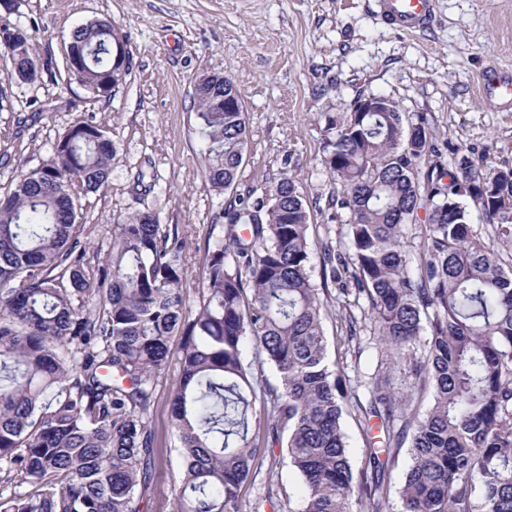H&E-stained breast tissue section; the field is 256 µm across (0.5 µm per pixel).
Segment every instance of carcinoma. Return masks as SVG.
<instances>
[{"label": "carcinoma", "instance_id": "1", "mask_svg": "<svg viewBox=\"0 0 512 512\" xmlns=\"http://www.w3.org/2000/svg\"><path fill=\"white\" fill-rule=\"evenodd\" d=\"M0 30L17 33L11 78L39 82L32 36L9 22ZM128 42L108 19L73 30L92 94ZM222 92L241 94L228 77L195 86L204 174L231 195L194 311L178 226L150 209L113 225L103 261L87 259L76 206L110 183L105 127L75 125L0 194V484L16 487L0 512H144L163 462L150 417L173 335L182 469L170 512H260L241 491L277 452L304 482L299 512H350L353 499L360 512H387L406 444L402 512H512V270L500 260L512 249V167L489 175L461 147H439L431 113L388 96L383 111L362 112L357 97L323 131L329 205L345 220L322 243L317 282L309 201L286 172L260 192L238 189L246 112L210 111L208 95ZM331 285L343 344L361 346L364 318L380 361L371 373L350 379L329 360L321 311ZM247 346L276 368L278 386L254 378ZM398 365L429 396L425 413L406 412L390 387ZM345 414L364 443L357 471Z\"/></svg>", "mask_w": 512, "mask_h": 512}]
</instances>
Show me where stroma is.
Instances as JSON below:
<instances>
[{
  "label": "stroma",
  "instance_id": "obj_1",
  "mask_svg": "<svg viewBox=\"0 0 512 512\" xmlns=\"http://www.w3.org/2000/svg\"><path fill=\"white\" fill-rule=\"evenodd\" d=\"M426 31L407 35L383 20L377 0H18L8 21L29 30L49 69L37 84L9 80L0 55V192L19 169L47 160L75 123L106 126L116 146L112 179L82 197L78 221L90 261L112 245V227L150 208L161 223L179 225L190 306L199 288L211 222L225 195L203 173L194 85L221 73L241 89L248 114L243 184L264 188L283 171L293 173L306 198L329 195L321 164L328 116H338L358 95L383 94L407 112H429L440 137L470 153L486 172L512 167V111L482 98L477 81L490 65L512 68V0H434ZM106 18L129 35L134 69L113 96L98 97L68 76L66 49L81 23ZM158 176L154 190L138 186L137 172ZM328 354L341 370L369 369L376 353L348 352L339 341L341 322L333 302L322 319ZM180 337L156 388L151 414L156 444L167 458L149 495L160 503L180 468L171 449L170 386L178 373ZM299 508V474L279 459L261 468L242 494Z\"/></svg>",
  "mask_w": 512,
  "mask_h": 512
}]
</instances>
